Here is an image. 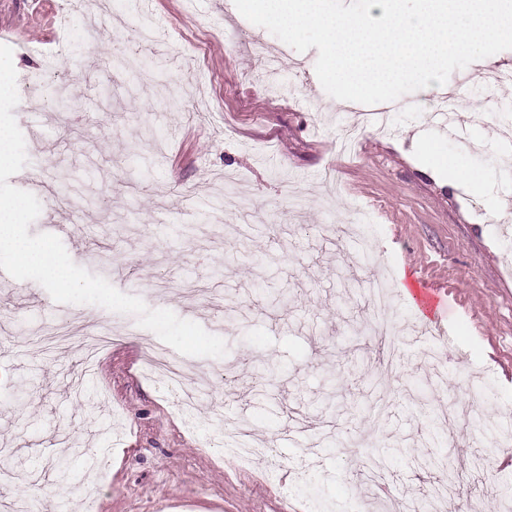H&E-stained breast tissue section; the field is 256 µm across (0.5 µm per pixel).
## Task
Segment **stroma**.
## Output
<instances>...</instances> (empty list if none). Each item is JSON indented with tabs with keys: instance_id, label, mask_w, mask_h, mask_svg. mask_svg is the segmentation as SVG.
<instances>
[{
	"instance_id": "obj_1",
	"label": "stroma",
	"mask_w": 512,
	"mask_h": 512,
	"mask_svg": "<svg viewBox=\"0 0 512 512\" xmlns=\"http://www.w3.org/2000/svg\"><path fill=\"white\" fill-rule=\"evenodd\" d=\"M57 2L0 0V44L13 49L18 86L50 57L64 77L65 111L25 93L13 110L28 163L8 182L42 206L28 233L59 234L74 263L149 308L199 323L228 353L190 358L215 378L182 416L140 371L157 337L136 317L56 303L30 280L0 282V447L38 512H77L71 490L87 482L95 448L109 449L112 463L93 512H344L361 482L355 449L399 438L408 458L384 480L408 502L429 483L415 478L413 461L433 451L412 411L440 391L460 392L490 426H445L447 456L474 512H512V492L493 479L512 446V233L471 215L512 199L504 164L512 91L472 79L471 68L454 71L450 83L465 90L457 109L474 117L461 139L430 121L449 91L434 83L407 94L392 131H365L345 148L357 110L323 90L317 48L295 51L246 20L234 0H153L146 20L137 0H107L108 12L77 17L66 34ZM144 25L166 30L132 52L152 82L125 70L107 78L115 35ZM272 63L271 86H243ZM179 83L191 102L163 109ZM433 143L478 170L483 190L425 173ZM226 174L259 214L230 234L238 197L225 195ZM378 268L413 288H445L439 326L449 335L440 376L426 365L428 342L396 339L395 370L378 391L388 402L382 418L360 408L366 381L379 375L361 282ZM281 291L287 303L272 304ZM75 315L83 333L114 335L78 401L65 386L80 353L50 348L40 333ZM330 376L338 396L328 414L321 400ZM241 419L255 439L276 440L278 467L208 450ZM331 420L334 451L291 443L294 427ZM478 454L486 471L467 464ZM61 455L71 462L64 482L53 467Z\"/></svg>"
}]
</instances>
